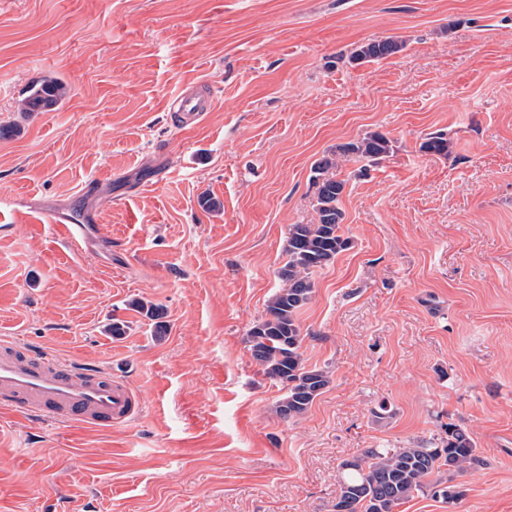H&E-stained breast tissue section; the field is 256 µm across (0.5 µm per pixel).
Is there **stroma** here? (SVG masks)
I'll use <instances>...</instances> for the list:
<instances>
[{"label": "stroma", "instance_id": "stroma-1", "mask_svg": "<svg viewBox=\"0 0 512 512\" xmlns=\"http://www.w3.org/2000/svg\"><path fill=\"white\" fill-rule=\"evenodd\" d=\"M46 76L68 98L24 114ZM199 86L210 111L173 123ZM370 132L391 150L339 158L352 245L298 313L331 382L288 421L248 332L312 165ZM76 207L106 231L81 250L46 221ZM0 336L144 403L109 430L0 411V512H333L341 462L451 424L484 460L465 497L398 512H512V0H0ZM403 46V42L395 39L362 45L351 53L349 62L360 65L373 59L385 58L399 52Z\"/></svg>", "mask_w": 512, "mask_h": 512}]
</instances>
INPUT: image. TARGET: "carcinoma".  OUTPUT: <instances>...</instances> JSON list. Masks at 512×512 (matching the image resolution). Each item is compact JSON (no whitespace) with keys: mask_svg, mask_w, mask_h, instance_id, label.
<instances>
[{"mask_svg":"<svg viewBox=\"0 0 512 512\" xmlns=\"http://www.w3.org/2000/svg\"><path fill=\"white\" fill-rule=\"evenodd\" d=\"M403 42L387 39L362 45L349 62L360 65L399 52ZM68 88L57 78L36 81L22 103L21 111L46 112L61 104ZM422 150L448 155L449 143L443 135L427 138ZM390 141L378 132L336 146V151L318 159L313 167L316 186V222L293 224L289 230L288 261L278 272L283 287L276 290L267 306V317L249 332L250 350L270 379L287 387L276 401V413L283 419L303 416L330 383L329 373L308 367L302 358L304 336L297 313L314 291L311 273L333 262L350 247L342 230L344 214L339 203L346 182L328 172L336 168V158L353 157L374 162L386 156ZM446 442H426L410 448H366L360 456L341 464L343 482L334 512H396L418 495H431L451 504L465 496L456 476L484 464L470 434L453 424L446 429Z\"/></svg>","mask_w":512,"mask_h":512,"instance_id":"1","label":"carcinoma"}]
</instances>
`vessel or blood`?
Instances as JSON below:
<instances>
[{
	"label": "vessel or blood",
	"instance_id": "b4317fda",
	"mask_svg": "<svg viewBox=\"0 0 512 512\" xmlns=\"http://www.w3.org/2000/svg\"><path fill=\"white\" fill-rule=\"evenodd\" d=\"M209 95L184 93L171 109L177 119L198 120L212 106ZM58 235L75 245L87 240L91 225L70 216H48ZM0 405L57 423L109 428L134 420L142 411L140 396L111 372L66 361L19 341L0 339Z\"/></svg>",
	"mask_w": 512,
	"mask_h": 512
}]
</instances>
